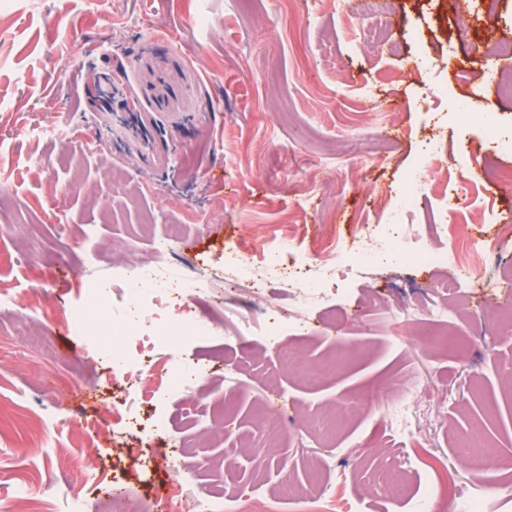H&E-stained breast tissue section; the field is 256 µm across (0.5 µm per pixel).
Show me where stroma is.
<instances>
[{"instance_id":"1","label":"stroma","mask_w":512,"mask_h":512,"mask_svg":"<svg viewBox=\"0 0 512 512\" xmlns=\"http://www.w3.org/2000/svg\"><path fill=\"white\" fill-rule=\"evenodd\" d=\"M394 2L397 57L365 44L376 19L344 23L359 0H0V512H18L22 487L47 512L77 496L98 512L101 483L140 512L257 488L294 502L320 490L333 512H409L422 493L431 512L469 499L512 512V334L489 310L512 303V231L474 226L496 256L454 298L451 335L429 341L438 272L352 256L420 156L512 174V148L479 135L488 112L512 131V96L485 72L512 39V0ZM420 53L447 70H409ZM482 213L512 216V185L479 183L455 221ZM285 233L313 278L315 240L345 252L305 309L288 279L224 277L238 254L264 266ZM159 260L217 280L187 307L216 333L153 354L185 369L180 398L112 385L95 343L61 320L101 283L108 305L90 325L115 341L126 265ZM274 313L288 320L275 345ZM326 360L335 371L308 380ZM414 393L411 432L391 445L387 412Z\"/></svg>"}]
</instances>
